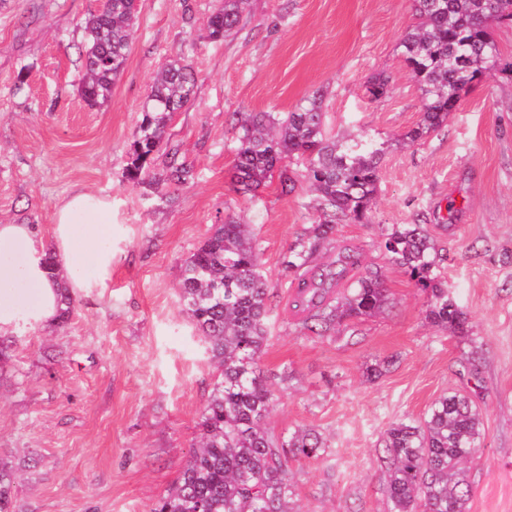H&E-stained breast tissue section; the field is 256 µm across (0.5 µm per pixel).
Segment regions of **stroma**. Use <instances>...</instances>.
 Here are the masks:
<instances>
[{"instance_id":"1","label":"stroma","mask_w":512,"mask_h":512,"mask_svg":"<svg viewBox=\"0 0 512 512\" xmlns=\"http://www.w3.org/2000/svg\"><path fill=\"white\" fill-rule=\"evenodd\" d=\"M222 0H139L125 68L102 106L79 95L84 21L96 0H0V222L35 225L51 241L56 204L78 187L112 200V277L78 294L67 323L1 336L0 460L15 471L13 512H151L177 481L218 372L177 296L185 261L217 220L250 224L271 297L263 375L275 434L306 426L326 452L289 462L297 512H384L382 435L421 419L441 394L472 395L485 440L470 466L468 512H512V80L475 83L447 124L382 159L365 224L335 237L380 268L390 302L352 331L319 336L294 309L288 247L316 217L305 183L256 194L230 180L241 112H288L324 94L333 134L393 140L422 115L399 55L417 22L413 0H245L236 33L216 41ZM183 59L190 103L174 113L148 177H125L156 71ZM386 73L391 91L365 83ZM176 157L190 182L164 179ZM391 224H422L439 271L483 345L426 317V295L380 247ZM390 360L366 381L367 364Z\"/></svg>"}]
</instances>
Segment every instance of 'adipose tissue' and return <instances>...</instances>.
I'll list each match as a JSON object with an SVG mask.
<instances>
[{
  "instance_id": "obj_1",
  "label": "adipose tissue",
  "mask_w": 512,
  "mask_h": 512,
  "mask_svg": "<svg viewBox=\"0 0 512 512\" xmlns=\"http://www.w3.org/2000/svg\"><path fill=\"white\" fill-rule=\"evenodd\" d=\"M112 202L85 190L55 207L51 245L28 224H0V335L59 316V278L72 290L105 287L112 272ZM59 269L51 276L46 254Z\"/></svg>"
}]
</instances>
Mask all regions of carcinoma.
I'll return each instance as SVG.
<instances>
[{"instance_id":"carcinoma-1","label":"carcinoma","mask_w":512,"mask_h":512,"mask_svg":"<svg viewBox=\"0 0 512 512\" xmlns=\"http://www.w3.org/2000/svg\"><path fill=\"white\" fill-rule=\"evenodd\" d=\"M244 0H224L207 21L216 40L231 36ZM418 23L400 41V55L422 94V117L401 135L413 143L441 128L449 112L477 82L495 72L512 76V62L501 58L491 27L512 22V0H414ZM137 4L112 0L85 20L84 79L81 96L90 107L104 104L124 70ZM195 78L190 66L170 61L157 74L131 149L126 178L141 183L161 149L170 116L191 101ZM389 92V78L377 74L366 93L378 100ZM231 181L253 194L278 178L285 194L295 188L289 161L303 166L302 178L316 194L317 217L290 244L288 267L298 273L295 311L301 324L319 336L371 317L388 303L383 274L366 268L343 293L340 281L361 266L360 253L337 251L327 264L314 262L343 222L364 224L379 181L385 143L367 136L331 137L323 95L304 98L290 112H250L237 121ZM190 170L170 161L165 180L184 185ZM389 263L406 269L427 293L430 322L455 334L468 333L467 317L438 272L439 254L421 224H394L381 242ZM259 249L250 225L226 217L185 262L179 300L205 345L207 360L219 371L202 413L200 444L176 483L152 512H295L294 489L286 464L319 457L325 441L301 427L276 435L265 420L274 394L263 378L260 357L268 339L270 308L260 271ZM468 372L479 378L482 345L470 339ZM484 438L473 401L444 393L422 422L399 421L383 440L387 512H467L472 487L465 465L475 459ZM11 467L0 461V512H9Z\"/></svg>"}]
</instances>
